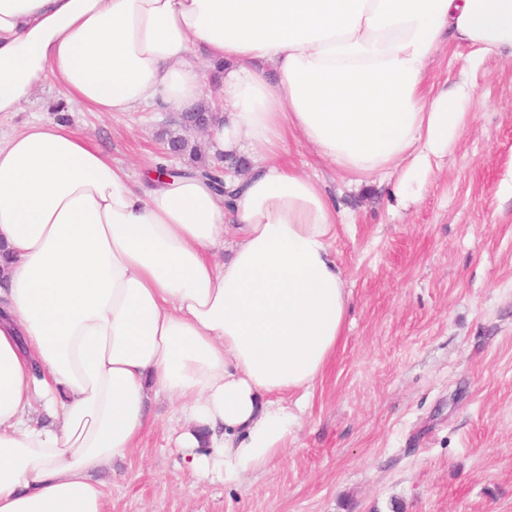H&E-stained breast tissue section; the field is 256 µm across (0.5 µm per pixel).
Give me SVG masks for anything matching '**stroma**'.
<instances>
[{
  "mask_svg": "<svg viewBox=\"0 0 512 512\" xmlns=\"http://www.w3.org/2000/svg\"><path fill=\"white\" fill-rule=\"evenodd\" d=\"M462 137L415 203L353 186L288 138L300 170L351 217L332 248L351 297L336 356L301 404L288 442L235 484L196 483L168 436L176 402L101 473L108 512H512V54L487 58ZM71 127L114 163L162 157L167 112L102 114L51 80L0 137L33 118Z\"/></svg>",
  "mask_w": 512,
  "mask_h": 512,
  "instance_id": "obj_1",
  "label": "stroma"
}]
</instances>
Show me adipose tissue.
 <instances>
[{
	"instance_id": "obj_1",
	"label": "adipose tissue",
	"mask_w": 512,
	"mask_h": 512,
	"mask_svg": "<svg viewBox=\"0 0 512 512\" xmlns=\"http://www.w3.org/2000/svg\"><path fill=\"white\" fill-rule=\"evenodd\" d=\"M446 39L469 49L449 88L428 70ZM506 51L512 0H0V114L51 77L98 112L203 103L210 160L250 161L229 207L60 123L0 141V512H105L93 476L149 427L152 391L180 402L170 441L197 481L263 469L350 302L339 213L282 159L289 134L408 207L464 129L469 73Z\"/></svg>"
}]
</instances>
